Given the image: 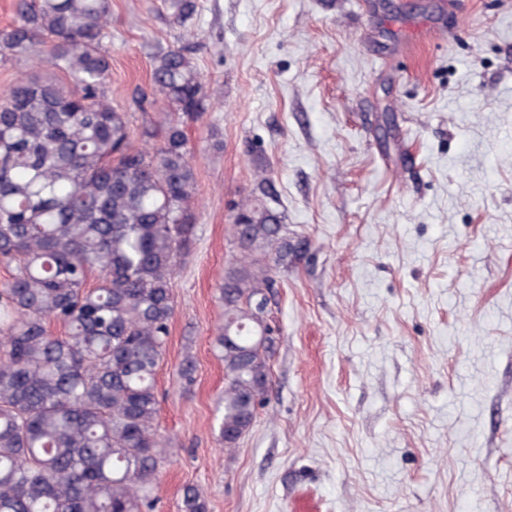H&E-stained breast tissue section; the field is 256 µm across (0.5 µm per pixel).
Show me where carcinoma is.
Returning <instances> with one entry per match:
<instances>
[{"instance_id": "carcinoma-1", "label": "carcinoma", "mask_w": 512, "mask_h": 512, "mask_svg": "<svg viewBox=\"0 0 512 512\" xmlns=\"http://www.w3.org/2000/svg\"><path fill=\"white\" fill-rule=\"evenodd\" d=\"M188 29L196 0H164ZM0 63L33 71L0 93V512H153L172 440L158 428L156 371L175 313L171 279L194 243L196 173L185 126L210 108L183 48L152 58L132 98L141 127L107 86L112 0H15ZM273 181L236 204L240 257L220 286L214 349L226 383L218 437L237 446L268 401L275 342L264 324L288 244ZM62 333L50 332V324ZM181 512H208L193 485Z\"/></svg>"}]
</instances>
